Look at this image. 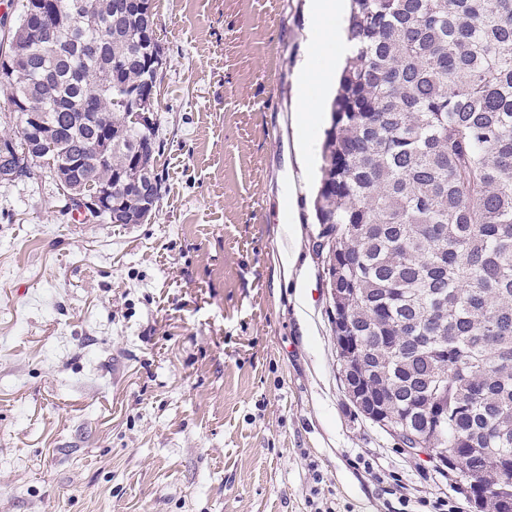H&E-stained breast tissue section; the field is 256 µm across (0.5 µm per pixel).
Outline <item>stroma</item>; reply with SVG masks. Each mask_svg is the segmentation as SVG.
<instances>
[{"label":"stroma","instance_id":"35a3bbf8","mask_svg":"<svg viewBox=\"0 0 512 512\" xmlns=\"http://www.w3.org/2000/svg\"><path fill=\"white\" fill-rule=\"evenodd\" d=\"M162 199L75 223L0 186V512H388L355 458L475 512L344 394L315 247L321 114L291 149L308 0H154ZM322 483H315L314 474Z\"/></svg>","mask_w":512,"mask_h":512}]
</instances>
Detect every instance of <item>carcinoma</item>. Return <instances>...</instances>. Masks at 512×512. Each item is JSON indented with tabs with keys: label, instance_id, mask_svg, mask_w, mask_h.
I'll return each mask as SVG.
<instances>
[{
	"label": "carcinoma",
	"instance_id": "cac0c4a2",
	"mask_svg": "<svg viewBox=\"0 0 512 512\" xmlns=\"http://www.w3.org/2000/svg\"><path fill=\"white\" fill-rule=\"evenodd\" d=\"M57 2L84 15L50 32L40 0H18L0 39V107L49 136L21 126L0 150L33 144L57 186H109L138 224L134 185L161 183L137 155L156 160V128L133 120L158 106L157 13ZM347 32L314 203L336 356L341 315L366 347L365 373L341 378L512 512V0H352Z\"/></svg>",
	"mask_w": 512,
	"mask_h": 512
}]
</instances>
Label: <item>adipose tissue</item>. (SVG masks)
I'll use <instances>...</instances> for the list:
<instances>
[{"label": "adipose tissue", "instance_id": "1", "mask_svg": "<svg viewBox=\"0 0 512 512\" xmlns=\"http://www.w3.org/2000/svg\"><path fill=\"white\" fill-rule=\"evenodd\" d=\"M344 8L345 0H312L310 5L312 27L309 40L313 56L301 65L304 93L298 100L294 114V122L299 129L310 127L316 121L320 110L331 100L330 74L353 49L346 32L336 24V18ZM319 57L327 60V73L322 77L317 76L315 68V60Z\"/></svg>", "mask_w": 512, "mask_h": 512}]
</instances>
